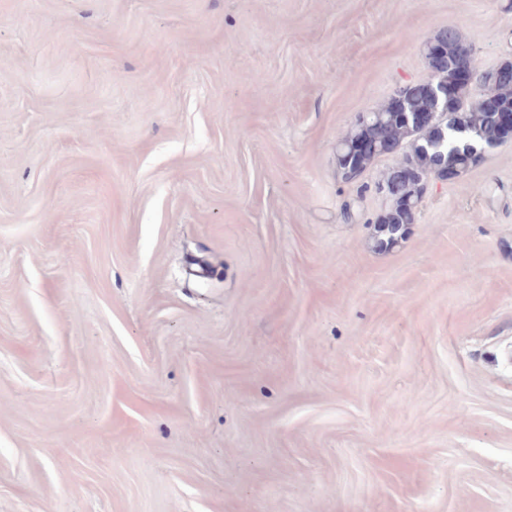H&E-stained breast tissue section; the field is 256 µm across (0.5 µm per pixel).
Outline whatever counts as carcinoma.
<instances>
[{"mask_svg": "<svg viewBox=\"0 0 512 512\" xmlns=\"http://www.w3.org/2000/svg\"><path fill=\"white\" fill-rule=\"evenodd\" d=\"M448 50L452 65L468 62L467 45L453 28L439 30L434 36L432 50ZM443 80H452L457 107L450 116L451 126L465 134H472L488 144H500L512 139V130H505L498 123L495 112L487 104L493 103L502 109H512V79L483 75L477 82L484 88V97L478 102L471 100L470 81H457L451 72L441 74ZM434 102L422 85L407 86V112H429ZM367 139L373 150L362 155L358 161L360 170H365L378 156L402 147L406 151L404 165L414 172L412 177H398V168H390L383 183L393 186L385 215L377 225L376 245L389 249L398 244L405 235L406 226L413 223L417 204L421 200L420 177L431 174L442 175L450 168L465 173L479 163L473 155L468 140L459 136H441L438 131L425 127L416 129L400 112L391 110L386 104L375 111L370 121L362 125L355 123L343 136V143Z\"/></svg>", "mask_w": 512, "mask_h": 512, "instance_id": "1", "label": "carcinoma"}]
</instances>
